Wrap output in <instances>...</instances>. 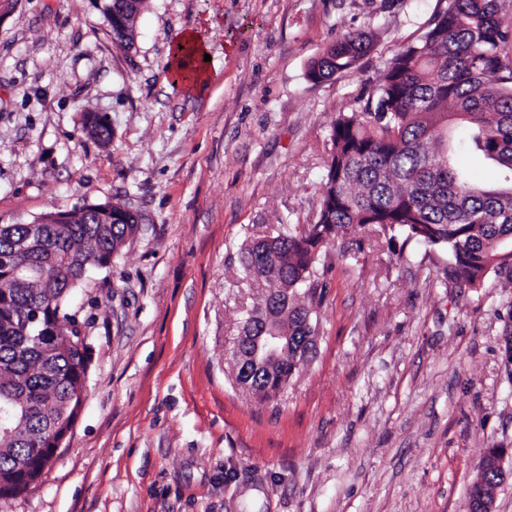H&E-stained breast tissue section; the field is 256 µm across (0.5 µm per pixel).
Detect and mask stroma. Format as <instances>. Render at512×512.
I'll return each mask as SVG.
<instances>
[{
  "label": "stroma",
  "mask_w": 512,
  "mask_h": 512,
  "mask_svg": "<svg viewBox=\"0 0 512 512\" xmlns=\"http://www.w3.org/2000/svg\"><path fill=\"white\" fill-rule=\"evenodd\" d=\"M438 6L146 0L128 49L99 0L0 14V225L104 202L142 217L72 292L91 361L71 437L0 512H465L486 450L512 448L504 279L446 283V253L366 230L323 250L313 355L287 387L260 399L230 366L262 295L241 244L315 221L337 114ZM211 13L218 75L189 95L167 48ZM347 32L370 52L311 81Z\"/></svg>",
  "instance_id": "35a3bbf8"
}]
</instances>
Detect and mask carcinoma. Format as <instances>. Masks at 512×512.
<instances>
[{"instance_id":"carcinoma-1","label":"carcinoma","mask_w":512,"mask_h":512,"mask_svg":"<svg viewBox=\"0 0 512 512\" xmlns=\"http://www.w3.org/2000/svg\"><path fill=\"white\" fill-rule=\"evenodd\" d=\"M502 0H440L426 31L389 61L355 112H341L331 128L332 154L321 182L317 219L290 224L254 240L241 256L245 276L264 289L246 312L243 332L265 327L288 336V354L272 370L253 365L238 377L258 395L283 390L298 370V352L312 350L323 300L315 264L340 237L371 227L393 240L403 236L448 254V280L479 288L492 272L512 285V19ZM145 0H103L101 12L121 44ZM372 48L365 32L341 36L309 68L323 80L356 66ZM468 131L472 151L496 171L490 185L475 184L448 142L452 124ZM94 137L111 138L105 116H92ZM95 206L74 224L0 225V482L11 496L41 480L36 449L54 427L75 414L86 390L87 347L72 340L75 316L67 312L74 287L91 269L118 253L137 231L130 210L99 224ZM22 267L14 276L4 261ZM39 314L27 327L20 313ZM52 320L61 332L47 350L37 331ZM32 463L18 477L19 462Z\"/></svg>"}]
</instances>
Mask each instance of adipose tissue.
Segmentation results:
<instances>
[{
	"instance_id": "adipose-tissue-1",
	"label": "adipose tissue",
	"mask_w": 512,
	"mask_h": 512,
	"mask_svg": "<svg viewBox=\"0 0 512 512\" xmlns=\"http://www.w3.org/2000/svg\"><path fill=\"white\" fill-rule=\"evenodd\" d=\"M218 26V20L210 17L197 29L173 37L167 60L168 70L180 74V85L185 92L198 91L214 78V70L198 68L196 60L208 53L210 38Z\"/></svg>"
}]
</instances>
